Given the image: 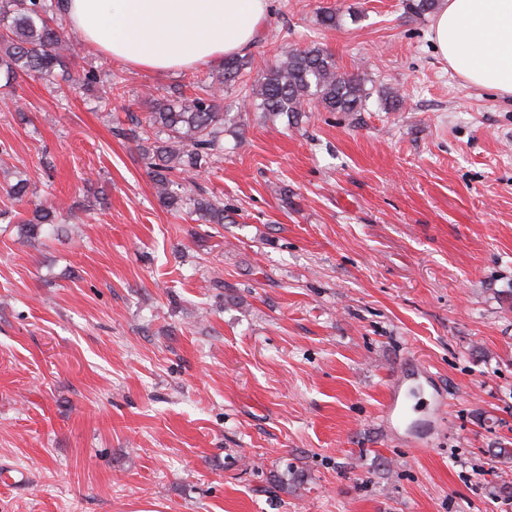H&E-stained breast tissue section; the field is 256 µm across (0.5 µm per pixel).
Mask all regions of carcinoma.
Returning <instances> with one entry per match:
<instances>
[{
    "label": "carcinoma",
    "mask_w": 512,
    "mask_h": 512,
    "mask_svg": "<svg viewBox=\"0 0 512 512\" xmlns=\"http://www.w3.org/2000/svg\"><path fill=\"white\" fill-rule=\"evenodd\" d=\"M438 8L439 0H405L406 13L419 19ZM316 22L324 29H336L341 15L322 7ZM65 29L59 0H0L1 97L17 96L26 79L43 81L57 71L66 80L71 77L75 48ZM254 63L248 55L226 58L208 82L193 80L163 94L133 99L145 111L128 113L134 126L131 135L164 209L194 215L203 224L229 220L222 200L200 189L187 192L179 187L186 176L209 170L224 155V94L230 90L244 89L249 108L262 117L284 116L295 123L320 108L361 112L371 95L365 75L341 71L334 55L315 44L282 51L252 81ZM87 208L83 204L64 215L52 204L34 205L31 217L22 220L26 239H37L41 226L64 224Z\"/></svg>",
    "instance_id": "obj_1"
}]
</instances>
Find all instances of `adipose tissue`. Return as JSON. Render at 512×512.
<instances>
[{
	"label": "adipose tissue",
	"instance_id": "1",
	"mask_svg": "<svg viewBox=\"0 0 512 512\" xmlns=\"http://www.w3.org/2000/svg\"><path fill=\"white\" fill-rule=\"evenodd\" d=\"M269 0H63L70 27L100 53L152 70L245 54ZM437 52L468 83L512 97V0H445Z\"/></svg>",
	"mask_w": 512,
	"mask_h": 512
}]
</instances>
